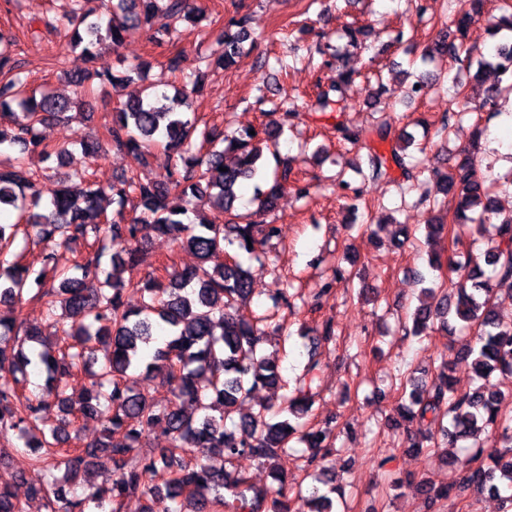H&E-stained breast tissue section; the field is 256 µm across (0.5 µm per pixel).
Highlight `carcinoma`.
<instances>
[{"label": "carcinoma", "instance_id": "cac0c4a2", "mask_svg": "<svg viewBox=\"0 0 512 512\" xmlns=\"http://www.w3.org/2000/svg\"><path fill=\"white\" fill-rule=\"evenodd\" d=\"M464 2L465 9L441 21L422 60L446 55L462 66L476 67L473 78L481 86V101L475 108L495 117L503 77L512 78V44L497 43L489 55L476 60V49L463 39L471 24L483 18L490 37L512 33V0H499L498 14L488 16L486 0ZM204 17L194 0H111L107 8L98 0H70L63 13L43 20L45 28L69 37L73 48L81 49L100 81L119 77L130 87L127 99L105 122L104 134L79 142L82 151L105 154L115 148L133 161L106 188L85 172L68 175L47 208L42 205L40 174L29 166V155L62 160L66 149L44 144L39 127L62 117L72 101L28 90L14 42L0 37V211H15L14 222L0 223V252L20 232L34 236L37 244L81 241L88 249L71 274L57 269L52 252L44 254L38 269L17 261L0 274L1 306L14 308L28 294L47 315L61 307L71 318L47 345L39 329L19 316H0V367L7 365L17 375L15 385H0V435L16 431L25 438V450L16 452L12 466L19 476L31 469L43 472L44 480L31 488V496L43 500L47 512H123L126 499L135 494L147 502L142 512H156L153 503L163 491L176 504L171 512H294L297 501L311 505L309 512H339L342 487L329 476L324 491L313 474L325 470L327 430L309 424L320 395L317 348L333 339L332 327L325 326L312 338L307 362L291 385L276 361L261 354L267 317L247 320L238 314L253 291L252 267L234 256L218 268L206 266L226 244L256 256L279 235L277 225L254 224L238 211L235 203L244 182L265 180V187H254L251 198L263 212L274 211L289 187L300 197L309 195V186L290 183L291 159L274 157L273 176L266 178L264 148L276 146L284 125L270 122L253 135L247 128L228 133L202 127L193 113L157 106L168 92L145 83L142 68L118 76L102 59L103 43L111 42L116 50L139 29L152 31L158 43L193 36L198 44H208L207 65L225 70L253 52L257 36L248 16L231 17L217 35L203 29ZM354 75L338 69L326 82L317 83L315 110L345 111L342 87ZM450 102L443 131L471 114L460 86L452 87ZM483 135L484 129L475 125L471 147L456 155L449 171L433 172L439 197L432 209L448 208L453 224L430 216L425 230L430 246L450 237L458 243L465 235L473 246L491 226L484 265L472 263L470 250L448 259V268L458 275L453 298L424 289L426 300L410 313L412 328L405 330L413 336L446 333L453 329L450 317L458 319L475 333V344L464 347L460 358L481 384L458 391L446 362L425 380L405 376L399 383L396 414L408 427H416L404 441L410 451L454 447L487 433V445L464 458L454 453L451 460L463 471V487L498 496L502 485L512 486V415L503 409L505 401H512V391L489 388L487 381L496 371L512 374V328L501 329L496 302L498 287H512V213H504L499 201L500 193L512 190V172L492 179L478 172L474 150ZM413 143L414 138L403 133L389 156L368 150L366 168L356 173L379 179L393 161L404 178H412L404 151ZM155 146L168 153L170 167L164 179L144 183L138 167L147 163ZM341 185L346 207L357 210L360 188L347 180ZM105 199L116 204L110 214L102 206ZM205 208L223 216L224 222L202 218ZM146 223L192 251L198 265L174 270L166 280L125 279L124 269L144 261L138 234ZM130 291L141 294L134 308L124 300ZM160 332L168 339L145 359L144 348ZM37 368L46 374L51 401L30 397L17 387ZM154 370L166 374L171 399L164 405L130 386L134 373ZM80 375L88 383L75 398L67 393L68 385ZM259 387L275 391L276 401L234 420L238 407ZM53 405L61 412L56 424L46 418ZM89 415L99 417L106 436L83 447H65L67 427L73 419ZM159 425L167 446L144 448L143 439ZM292 441L311 449L307 484L288 475L283 465ZM216 452L226 463L219 470L208 463ZM245 455L268 465L277 486L256 485L248 472L235 468V460ZM109 465L112 471L85 496L72 494L69 483L95 466ZM0 512H27L26 502L3 482Z\"/></svg>", "mask_w": 512, "mask_h": 512}]
</instances>
